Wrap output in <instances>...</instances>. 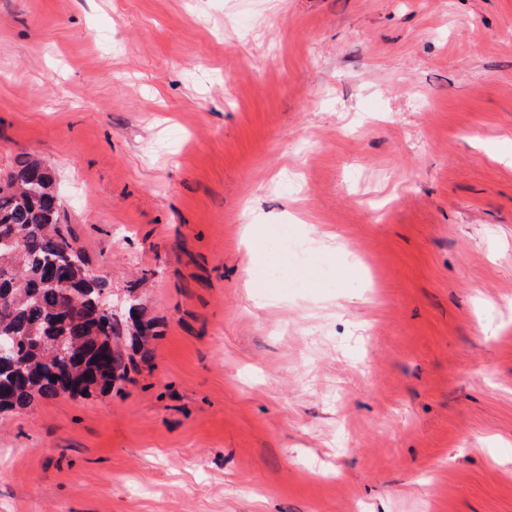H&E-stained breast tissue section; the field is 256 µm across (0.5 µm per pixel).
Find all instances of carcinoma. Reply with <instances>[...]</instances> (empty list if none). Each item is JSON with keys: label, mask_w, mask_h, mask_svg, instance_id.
Listing matches in <instances>:
<instances>
[{"label": "carcinoma", "mask_w": 512, "mask_h": 512, "mask_svg": "<svg viewBox=\"0 0 512 512\" xmlns=\"http://www.w3.org/2000/svg\"><path fill=\"white\" fill-rule=\"evenodd\" d=\"M54 176L41 160L18 156L0 175V412L35 399L109 391L127 377L124 320L102 310L112 293L90 274L60 221ZM56 380H51V377Z\"/></svg>", "instance_id": "carcinoma-1"}]
</instances>
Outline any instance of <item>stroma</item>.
I'll use <instances>...</instances> for the list:
<instances>
[{"label": "stroma", "instance_id": "35a3bbf8", "mask_svg": "<svg viewBox=\"0 0 512 512\" xmlns=\"http://www.w3.org/2000/svg\"><path fill=\"white\" fill-rule=\"evenodd\" d=\"M22 153L155 336L0 512H512V0H0Z\"/></svg>", "mask_w": 512, "mask_h": 512}]
</instances>
